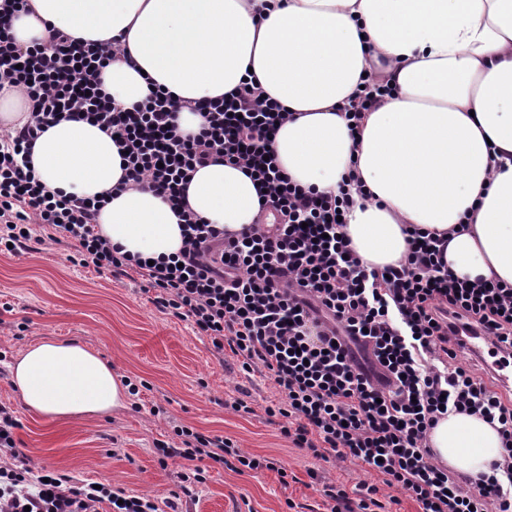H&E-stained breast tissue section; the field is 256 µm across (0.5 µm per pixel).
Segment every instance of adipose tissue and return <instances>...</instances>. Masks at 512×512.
<instances>
[{"mask_svg":"<svg viewBox=\"0 0 512 512\" xmlns=\"http://www.w3.org/2000/svg\"><path fill=\"white\" fill-rule=\"evenodd\" d=\"M12 32L48 42L51 29L88 42L120 39L125 56L104 90L132 106L155 89L179 102L217 98L253 77L291 112L272 144L292 182L346 190L345 232L361 265L381 269L408 252L416 227L444 241L457 277L512 285V0H28ZM377 74L391 91L358 125L343 107ZM32 166L53 192L107 195L97 224L122 253L179 252L182 223L149 190H119L123 160L112 138L84 119L41 133ZM195 214L240 232L260 210L258 183L241 166L193 173ZM25 406L49 420L109 416L129 387L101 354L76 340L43 339L9 366ZM429 445L449 469L488 472L498 432L466 413L443 417Z\"/></svg>","mask_w":512,"mask_h":512,"instance_id":"1","label":"adipose tissue"}]
</instances>
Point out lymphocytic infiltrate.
<instances>
[{
  "label": "lymphocytic infiltrate",
  "mask_w": 512,
  "mask_h": 512,
  "mask_svg": "<svg viewBox=\"0 0 512 512\" xmlns=\"http://www.w3.org/2000/svg\"><path fill=\"white\" fill-rule=\"evenodd\" d=\"M26 6L0 0V90H19L33 107L29 123L0 129V248L64 243L82 267L138 276L159 309L190 322L216 354L231 351L239 372L267 373L281 399L265 412L284 418L281 432L294 447L365 466L381 479L351 492L325 487L328 512H385L384 486L418 512H512V396L464 356L465 338L480 333L512 358V287L449 274L438 239L417 228L404 262L365 272L337 220L352 199L303 189L284 175L272 140L288 115L253 81L195 102L200 129L181 135L170 93L156 90L124 107L104 92L115 43L79 42L60 31L47 45L17 43L11 21ZM76 113L116 139L133 186L150 185L179 208L178 254L151 263L119 253L97 230L101 199L52 192L30 167L38 133ZM219 161L249 170L266 191L262 208L273 224L228 236L187 208L193 172ZM453 412L498 425L504 452L488 473L453 472L430 448L429 431ZM18 426L14 411L0 405V512H176L170 499L161 505L35 469L16 447ZM176 434L180 444L158 445V462H190L180 475L186 498L211 466L288 477L230 438L187 427Z\"/></svg>",
  "instance_id": "f902f5d3"
}]
</instances>
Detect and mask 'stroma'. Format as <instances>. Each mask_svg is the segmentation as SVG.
I'll list each match as a JSON object with an SVG mask.
<instances>
[{
  "label": "stroma",
  "instance_id": "obj_1",
  "mask_svg": "<svg viewBox=\"0 0 512 512\" xmlns=\"http://www.w3.org/2000/svg\"><path fill=\"white\" fill-rule=\"evenodd\" d=\"M72 248L48 243L40 250L0 252V403L20 422L16 446L35 466L91 479L158 499L178 492L185 463L160 466L157 444L175 441V427L231 438L244 452L274 459L277 471L236 473L212 468L190 512H324L323 488L352 489L377 482L368 469L313 459L281 433L265 409L279 399L260 373L243 375L222 366L206 337L188 322L159 311L140 282L112 279L71 260ZM76 340L111 361L118 373L143 382L137 405L109 416L50 421L26 409L12 387L8 363L31 343ZM247 401L249 412L231 407Z\"/></svg>",
  "mask_w": 512,
  "mask_h": 512
}]
</instances>
